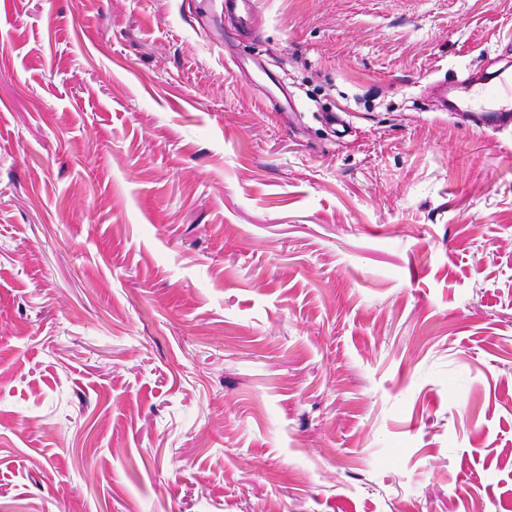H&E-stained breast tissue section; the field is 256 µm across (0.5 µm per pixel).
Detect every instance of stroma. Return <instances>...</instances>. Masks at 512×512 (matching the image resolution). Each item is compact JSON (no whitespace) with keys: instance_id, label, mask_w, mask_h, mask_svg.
I'll return each instance as SVG.
<instances>
[{"instance_id":"stroma-1","label":"stroma","mask_w":512,"mask_h":512,"mask_svg":"<svg viewBox=\"0 0 512 512\" xmlns=\"http://www.w3.org/2000/svg\"><path fill=\"white\" fill-rule=\"evenodd\" d=\"M257 10L0 0V512H512V0ZM256 0H224V17H233L246 31L252 30L257 14ZM506 69L498 73L492 80L482 85L485 106L471 112L472 125L477 128L508 129L512 125V104L508 108L505 100L512 98V75H504Z\"/></svg>"}]
</instances>
